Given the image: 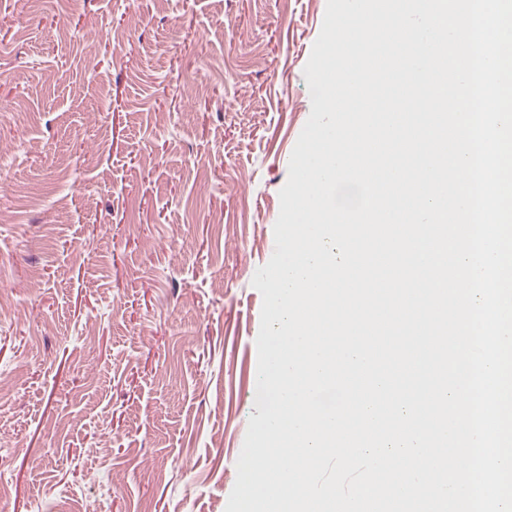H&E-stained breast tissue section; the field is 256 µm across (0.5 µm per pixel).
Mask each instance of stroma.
<instances>
[{
	"label": "stroma",
	"mask_w": 512,
	"mask_h": 512,
	"mask_svg": "<svg viewBox=\"0 0 512 512\" xmlns=\"http://www.w3.org/2000/svg\"><path fill=\"white\" fill-rule=\"evenodd\" d=\"M327 0H0V512H226Z\"/></svg>",
	"instance_id": "obj_1"
}]
</instances>
